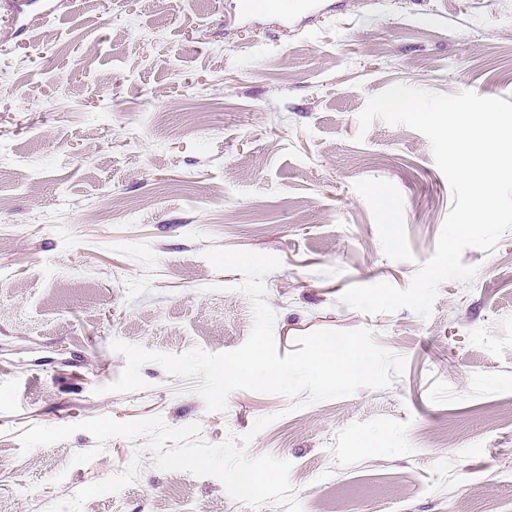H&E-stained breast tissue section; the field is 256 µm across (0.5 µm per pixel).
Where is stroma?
I'll return each instance as SVG.
<instances>
[{"label": "stroma", "instance_id": "stroma-1", "mask_svg": "<svg viewBox=\"0 0 512 512\" xmlns=\"http://www.w3.org/2000/svg\"><path fill=\"white\" fill-rule=\"evenodd\" d=\"M16 3L0 27V512H285L158 469L143 438L20 448L30 426L100 416L252 434L250 456L291 462L303 512H512V232L464 251L474 280L442 283L429 317L340 301L407 289L450 207L423 134L360 128L368 98L405 83L512 102V0H334L289 29L273 8L244 26L238 0H57L50 18ZM213 247L280 260L264 279L279 354L367 329L404 374L298 411L250 390L208 411L156 363L146 388L107 392L125 367L112 341L245 343V277L214 269Z\"/></svg>", "mask_w": 512, "mask_h": 512}]
</instances>
